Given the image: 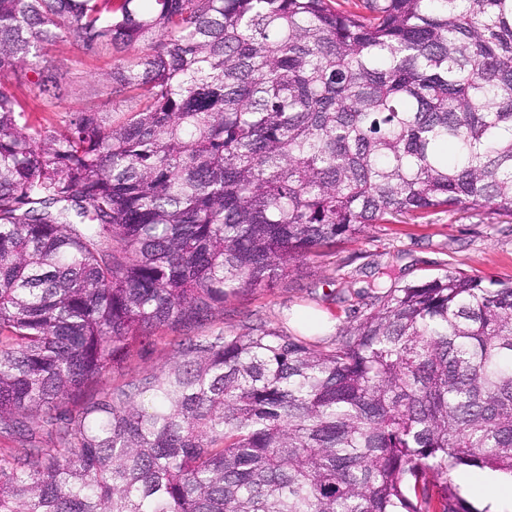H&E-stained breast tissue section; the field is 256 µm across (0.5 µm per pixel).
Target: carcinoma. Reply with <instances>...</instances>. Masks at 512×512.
<instances>
[{"label":"carcinoma","instance_id":"obj_1","mask_svg":"<svg viewBox=\"0 0 512 512\" xmlns=\"http://www.w3.org/2000/svg\"><path fill=\"white\" fill-rule=\"evenodd\" d=\"M363 8L0 0V433L367 224L512 213V0ZM64 43L133 106L33 123L15 90ZM464 467L512 479V282L446 272L330 349L184 341L0 455V512H478Z\"/></svg>","mask_w":512,"mask_h":512}]
</instances>
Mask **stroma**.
Segmentation results:
<instances>
[{
	"instance_id": "35a3bbf8",
	"label": "stroma",
	"mask_w": 512,
	"mask_h": 512,
	"mask_svg": "<svg viewBox=\"0 0 512 512\" xmlns=\"http://www.w3.org/2000/svg\"><path fill=\"white\" fill-rule=\"evenodd\" d=\"M100 61L83 56L61 44L29 71L32 81L57 70L68 72V84L59 107L42 100H28L32 122L61 128L63 111L95 108L116 113L126 103L111 102L97 73ZM391 271L397 284H422L448 271L479 275L485 280L512 279V215L490 210L431 212L421 219L399 218L370 224L348 238L337 239L320 256L300 263L276 283L228 296L223 308L208 321L190 328H163L137 342L122 370L107 375L102 385L90 386L85 399L96 398L101 388H121L130 381L156 373L170 364L176 344L184 336H213L221 332L242 333L264 323L291 332L293 312L309 308L326 313L333 322L329 336L316 343L327 346L338 340L344 326L359 321L372 299L363 289L378 269ZM83 398V399H84Z\"/></svg>"
}]
</instances>
